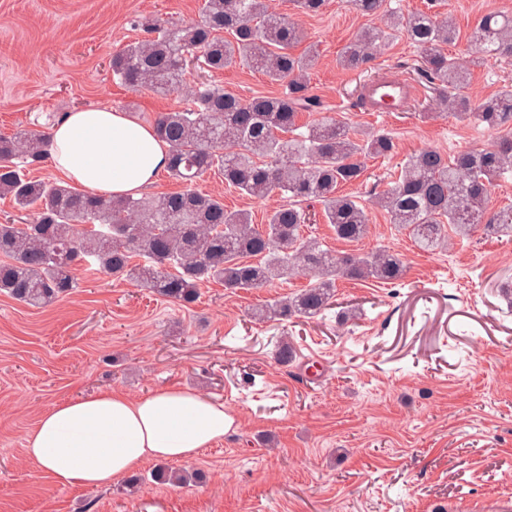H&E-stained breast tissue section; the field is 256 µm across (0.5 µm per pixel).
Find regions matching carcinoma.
<instances>
[{"label": "carcinoma", "instance_id": "1", "mask_svg": "<svg viewBox=\"0 0 512 512\" xmlns=\"http://www.w3.org/2000/svg\"><path fill=\"white\" fill-rule=\"evenodd\" d=\"M271 0H202L200 20L171 26L149 25L146 37L112 56V74L133 90L159 93L183 88L185 68L212 74L237 65L262 72L285 85L281 95L243 99L213 82L188 93L186 107L163 112L153 128L171 148L167 172L189 188L150 198H112L81 193L56 181L33 179L27 170L48 158L50 134L33 129L0 135V197L9 196L34 220L0 222V292L31 307H45L77 287L72 265L89 258L103 272L126 278L179 301L195 302L200 286L219 281L232 290L268 288L303 274L311 283L257 309L260 320L316 317L329 306L337 282L394 284L406 269L387 249L334 253L301 235L310 223L303 203L322 206L336 239L359 242L369 232V213H387L397 229L409 231L416 247L432 253L450 244V235L476 231L512 237V210L493 211V181L512 173V85L474 99L468 69L444 47L458 40L455 26L437 16L393 11L386 28H366L338 57L344 69L371 60L369 50L397 35L412 43L422 60L420 75L436 100L459 120L491 129H509L490 149L461 150L446 156L423 148L400 166L391 186L368 198L344 194L361 182L364 160L396 151L391 134L361 135L348 122L322 116L300 131L304 112H321L311 94L310 71L317 53L294 48L302 41L295 22L271 10ZM384 0H351L365 16L382 11ZM471 45L483 56L512 54V16L487 14L477 22ZM214 172L240 193L285 198L253 223L247 210L224 207V200L191 185ZM141 257L144 262L133 264Z\"/></svg>", "mask_w": 512, "mask_h": 512}]
</instances>
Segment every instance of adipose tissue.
Wrapping results in <instances>:
<instances>
[{"mask_svg":"<svg viewBox=\"0 0 512 512\" xmlns=\"http://www.w3.org/2000/svg\"><path fill=\"white\" fill-rule=\"evenodd\" d=\"M50 156L69 182L139 197L166 169L169 147L130 114L89 106L54 124ZM223 403L179 387L134 398L107 390L57 403L26 436V457L60 487H106L146 461L193 460L223 440Z\"/></svg>","mask_w":512,"mask_h":512,"instance_id":"obj_1","label":"adipose tissue"}]
</instances>
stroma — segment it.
<instances>
[{
    "label": "stroma",
    "mask_w": 512,
    "mask_h": 512,
    "mask_svg": "<svg viewBox=\"0 0 512 512\" xmlns=\"http://www.w3.org/2000/svg\"><path fill=\"white\" fill-rule=\"evenodd\" d=\"M201 0H0V135L52 128L76 107L107 106L145 123L178 108L179 94L132 91L113 80L112 55L143 38L136 20L173 24L199 18ZM273 9L303 30L319 53L311 87L325 115L355 131L382 129L393 156L366 162L364 195L383 190L410 154L444 155L492 147L496 131L436 113L416 49L398 37L377 46L361 68L338 56L367 27L350 0H328L321 14L294 0ZM410 14L452 17L460 35L449 54L463 58L470 92L481 99L512 82V57H471L477 19L512 15V0H386ZM394 76L416 88L401 112H367L362 92ZM217 83L247 99L282 85L246 66ZM230 209L263 223L280 196L240 195L219 175L198 182ZM305 235L331 249L386 248L407 273L391 287L341 281L314 318L259 321L253 313L305 288L302 276L270 288L232 291L210 282L188 306L130 280L81 264L70 295L37 309L0 293V512H512V238L475 233L442 251L418 250L385 211L370 214L358 243L338 241L321 216ZM289 344L282 363L276 351ZM178 386L223 402L235 420L222 441L186 468L199 482H155V462L138 471L139 489L55 486L24 453L27 433L56 403L100 389L131 397Z\"/></svg>",
    "instance_id": "stroma-1"
}]
</instances>
